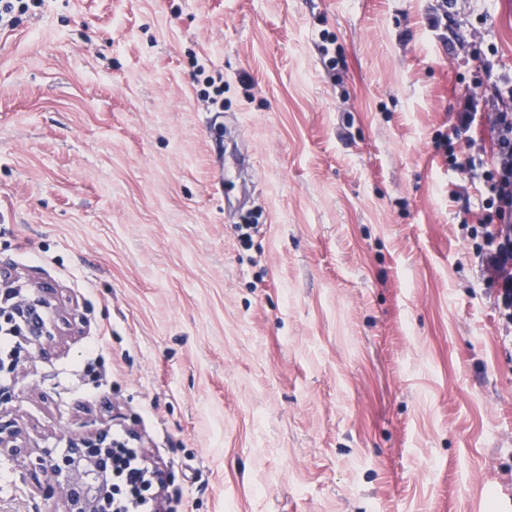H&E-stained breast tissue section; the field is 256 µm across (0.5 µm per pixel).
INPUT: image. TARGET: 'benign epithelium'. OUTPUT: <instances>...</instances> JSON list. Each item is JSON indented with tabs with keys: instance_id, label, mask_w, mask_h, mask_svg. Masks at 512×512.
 Returning <instances> with one entry per match:
<instances>
[{
	"instance_id": "benign-epithelium-1",
	"label": "benign epithelium",
	"mask_w": 512,
	"mask_h": 512,
	"mask_svg": "<svg viewBox=\"0 0 512 512\" xmlns=\"http://www.w3.org/2000/svg\"><path fill=\"white\" fill-rule=\"evenodd\" d=\"M16 281L9 268L0 267V294L13 298L8 305L0 304V327H13L18 337L10 356V378L0 380V456L23 460L31 474H50L53 484L45 495L59 498L64 512H109L113 489L103 478V467L114 448L111 428L105 425L69 438L63 455L43 450L33 457L25 424L7 410L19 396L25 364L50 353L65 331L78 328L76 317L66 312L57 289L30 284L23 294L12 289ZM52 307L61 311L56 322L44 318Z\"/></svg>"
}]
</instances>
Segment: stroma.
I'll list each match as a JSON object with an SVG mask.
<instances>
[{"instance_id": "1", "label": "stroma", "mask_w": 512, "mask_h": 512, "mask_svg": "<svg viewBox=\"0 0 512 512\" xmlns=\"http://www.w3.org/2000/svg\"><path fill=\"white\" fill-rule=\"evenodd\" d=\"M437 6L44 0L0 29V264L83 319L26 365L33 444L134 431L168 512H512V318L482 188L434 147L478 54L512 68V0ZM62 509L0 457V512Z\"/></svg>"}]
</instances>
